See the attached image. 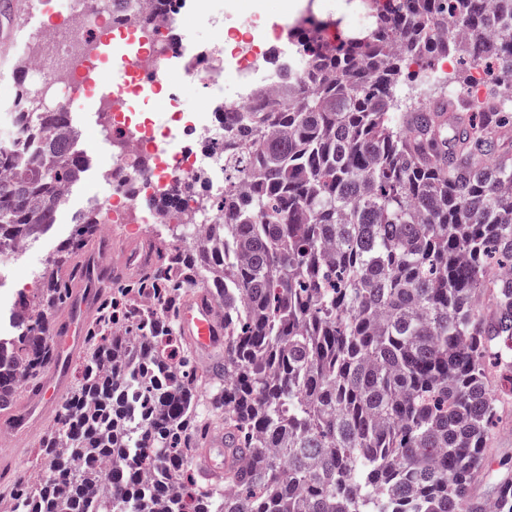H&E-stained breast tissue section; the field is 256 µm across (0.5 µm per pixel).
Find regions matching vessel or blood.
<instances>
[{"mask_svg": "<svg viewBox=\"0 0 512 512\" xmlns=\"http://www.w3.org/2000/svg\"><path fill=\"white\" fill-rule=\"evenodd\" d=\"M132 62L131 52L125 46L113 42L111 34L99 36L82 63L83 71L91 77V98L101 102L119 98ZM179 322L182 333L198 350L209 351L224 342V314L220 304L206 291H198L185 300ZM82 334L83 323L78 319L55 327L54 340L59 356L47 382L41 383L36 389L37 402L48 405L59 397L69 355L81 343ZM198 459L204 473L209 475L222 468L233 467L237 457L230 448L218 455L206 449L199 452Z\"/></svg>", "mask_w": 512, "mask_h": 512, "instance_id": "vessel-or-blood-1", "label": "vessel or blood"}]
</instances>
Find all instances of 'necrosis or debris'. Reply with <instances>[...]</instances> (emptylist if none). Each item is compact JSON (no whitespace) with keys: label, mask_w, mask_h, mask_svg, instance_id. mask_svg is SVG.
I'll return each instance as SVG.
<instances>
[{"label":"necrosis or debris","mask_w":512,"mask_h":512,"mask_svg":"<svg viewBox=\"0 0 512 512\" xmlns=\"http://www.w3.org/2000/svg\"><path fill=\"white\" fill-rule=\"evenodd\" d=\"M213 2L171 0L155 23L157 41L136 60L126 83L127 92H139L146 75L157 65H165L170 75L165 85L169 102H177L181 85L188 81L195 85L205 105L203 111L165 113L163 121H145L139 135L128 138L124 130L129 117L122 101L108 103L98 137L112 144V165L106 172L110 197L88 202L99 222L123 223L126 212L140 198L154 196L166 186L212 184L224 169V157L212 145L223 140L230 118L273 100L284 69L301 71L292 43L277 22H270L265 35L256 33L248 20L236 28L232 15L214 11ZM48 6L59 20L54 47L22 61L20 74L25 84L42 95L44 111L69 113L81 92L76 63L90 41L111 28L113 12L109 0H98L91 7L84 0H49ZM189 16L203 18L213 29L209 43L186 47L179 31ZM228 72L234 81L231 93L226 94L222 88ZM166 122L176 123L183 136L204 144V151L163 148L167 133L162 125Z\"/></svg>","instance_id":"4bbe7bcc"}]
</instances>
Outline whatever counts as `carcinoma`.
I'll list each match as a JSON object with an SVG mask.
<instances>
[{"label": "carcinoma", "mask_w": 512, "mask_h": 512, "mask_svg": "<svg viewBox=\"0 0 512 512\" xmlns=\"http://www.w3.org/2000/svg\"><path fill=\"white\" fill-rule=\"evenodd\" d=\"M368 25L297 34L301 78L224 131V223L197 249L160 253L148 276L100 305L57 427L39 449L34 497L13 512H512V474L488 464L512 378V164L492 129L512 123V0H367ZM464 60L469 112L435 125L432 104L392 111L404 69ZM37 114L43 142L0 141V241L36 238L79 183L80 134ZM98 225H75L78 253ZM224 304V362L206 391L179 327L188 288ZM41 307L0 338V409L57 358L47 309L70 300L43 275ZM144 407L132 443L120 391ZM217 418L237 466L204 484L191 468ZM490 500L471 496L477 479Z\"/></svg>", "instance_id": "1"}]
</instances>
